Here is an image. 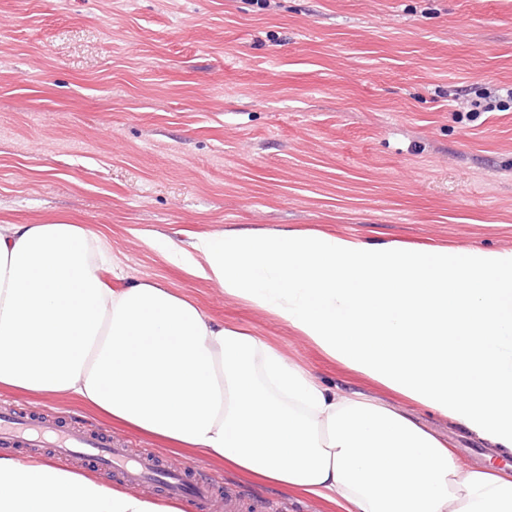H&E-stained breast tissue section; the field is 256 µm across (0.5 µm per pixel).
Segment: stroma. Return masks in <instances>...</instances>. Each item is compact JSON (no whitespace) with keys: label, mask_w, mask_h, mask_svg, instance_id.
<instances>
[{"label":"stroma","mask_w":512,"mask_h":512,"mask_svg":"<svg viewBox=\"0 0 512 512\" xmlns=\"http://www.w3.org/2000/svg\"><path fill=\"white\" fill-rule=\"evenodd\" d=\"M512 0H0V232L67 222L126 282L158 283L447 439L467 466L512 464L475 433L226 296L152 241L313 229L375 245L512 251ZM200 466L237 512H328L223 461L112 426L66 396L0 402ZM475 98L469 101V110L467 112H491L504 102L501 98L512 101V86L496 88L494 95L487 88H478L474 91ZM498 99V101H497ZM495 103V104H494Z\"/></svg>","instance_id":"stroma-1"}]
</instances>
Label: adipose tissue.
Returning <instances> with one entry per match:
<instances>
[{
	"mask_svg": "<svg viewBox=\"0 0 512 512\" xmlns=\"http://www.w3.org/2000/svg\"><path fill=\"white\" fill-rule=\"evenodd\" d=\"M157 245L328 356L512 451V252L371 246L322 232ZM77 224L0 234V387L77 399L171 448L331 512H512V472L471 468L408 416L324 388L245 331L141 281ZM0 512H177L97 478L0 455Z\"/></svg>",
	"mask_w": 512,
	"mask_h": 512,
	"instance_id": "1",
	"label": "adipose tissue"
}]
</instances>
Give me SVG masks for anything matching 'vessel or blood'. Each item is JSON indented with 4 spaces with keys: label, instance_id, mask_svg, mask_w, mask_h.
<instances>
[{
    "label": "vessel or blood",
    "instance_id": "b4317fda",
    "mask_svg": "<svg viewBox=\"0 0 512 512\" xmlns=\"http://www.w3.org/2000/svg\"><path fill=\"white\" fill-rule=\"evenodd\" d=\"M0 445L52 448L61 455L83 457L104 472L120 476L129 486L158 484L163 494L172 499L189 497L207 504L213 498L212 487L206 481H189L185 473L160 469L152 459L129 455L111 439L38 416L15 404L0 405Z\"/></svg>",
    "mask_w": 512,
    "mask_h": 512
}]
</instances>
